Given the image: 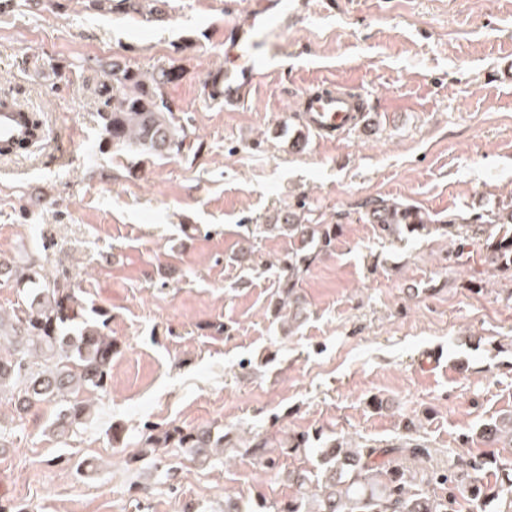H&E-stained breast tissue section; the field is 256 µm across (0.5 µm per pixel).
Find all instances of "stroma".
I'll return each mask as SVG.
<instances>
[{
	"label": "stroma",
	"mask_w": 512,
	"mask_h": 512,
	"mask_svg": "<svg viewBox=\"0 0 512 512\" xmlns=\"http://www.w3.org/2000/svg\"><path fill=\"white\" fill-rule=\"evenodd\" d=\"M254 0H161L155 20L89 0H0V94L48 127L30 156L0 161V261L30 264L108 312L120 351L94 413L62 437L54 409L0 405V501L31 512H224L285 502L317 458L246 446L323 433L429 448L412 469L491 455L483 425L512 413V269L466 227L512 204V0H287L279 56L240 107L208 99L224 25ZM179 60L164 90L195 140L139 166L101 143L112 62ZM362 91L344 135L315 136L303 91ZM410 205L452 233L382 238L370 200ZM295 213L339 231L298 284L301 324L271 316ZM439 363H431L432 352ZM123 428V442L112 426ZM221 426L238 445L202 465L183 449L138 458L146 426Z\"/></svg>",
	"instance_id": "stroma-1"
}]
</instances>
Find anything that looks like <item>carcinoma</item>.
I'll return each mask as SVG.
<instances>
[{"label":"carcinoma","mask_w":512,"mask_h":512,"mask_svg":"<svg viewBox=\"0 0 512 512\" xmlns=\"http://www.w3.org/2000/svg\"><path fill=\"white\" fill-rule=\"evenodd\" d=\"M143 2L91 0L93 7L110 12L126 6L142 11ZM180 74L174 62L150 72L109 64L107 97L100 112L103 141L138 156L180 154L190 145L188 133L164 97V89ZM370 213L385 238L429 230L423 216L397 204L374 201ZM507 224H512V208L491 215L476 228L485 237L491 262L511 269L512 230L505 229ZM282 228L299 242L284 264L275 302V316L291 334L302 314L297 282L332 246L336 225L289 222ZM85 312L75 289L45 276L26 307L6 316L0 313V401L58 407L51 427L60 436L90 418L89 395L107 389L110 381L116 344L105 332L107 311L91 309L96 320L86 318ZM225 438L210 427L159 431L150 426L141 443L144 448H183L205 464L224 456ZM479 438L494 447L512 448V414L483 424ZM252 448L267 468L277 466L266 441L259 440ZM317 455L321 480L316 484L308 485L303 473L288 474L299 488L295 497L284 503L258 501L247 510L228 500L224 512H458L456 492L461 489L469 512H487L492 505L495 512H512V458L505 462L496 456L471 458L446 470L419 474L401 465L404 459L428 455V449L418 444L354 448L335 437L325 439ZM486 470L494 472L495 482L484 480ZM432 484L448 487V494H431Z\"/></svg>","instance_id":"cac0c4a2"}]
</instances>
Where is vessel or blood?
<instances>
[{"instance_id":"obj_1","label":"vessel or blood","mask_w":512,"mask_h":512,"mask_svg":"<svg viewBox=\"0 0 512 512\" xmlns=\"http://www.w3.org/2000/svg\"><path fill=\"white\" fill-rule=\"evenodd\" d=\"M276 21L268 0H256L250 23L227 25L224 65L206 85L210 98L227 106L240 105L249 96L258 76L276 65L274 54L265 45ZM301 99L312 127L325 135L338 136L349 131L360 110L359 97L328 83L319 91L303 93ZM32 140L20 109L10 103L0 105V150L6 152Z\"/></svg>"}]
</instances>
